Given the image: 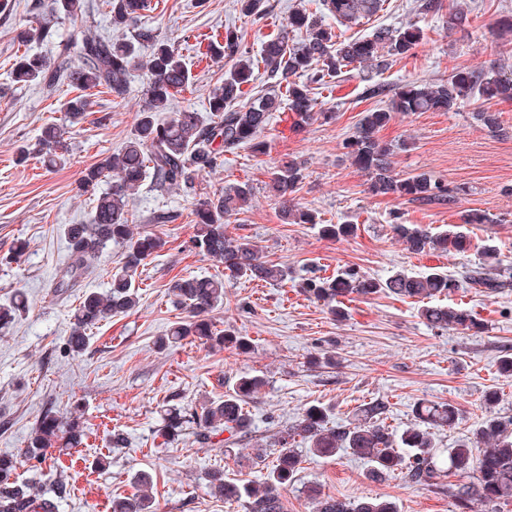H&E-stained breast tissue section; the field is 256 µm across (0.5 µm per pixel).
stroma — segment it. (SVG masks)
Segmentation results:
<instances>
[{
  "label": "stroma",
  "instance_id": "stroma-1",
  "mask_svg": "<svg viewBox=\"0 0 512 512\" xmlns=\"http://www.w3.org/2000/svg\"><path fill=\"white\" fill-rule=\"evenodd\" d=\"M438 14L425 15L418 0H386L384 8L352 26L351 36L371 26L415 25L418 46L395 57L382 73L344 81L315 96V111H330V122L315 121L300 129H283L284 112L274 113L260 134V153L239 149L223 169L200 173L199 193L222 192L225 185L247 180L254 187L252 206L231 216L228 231L258 245L262 255L292 270L288 283L270 285L245 279L224 283V303L210 314L217 330H232L252 342L249 353L183 343L159 349L156 341L182 318L170 301L169 286L179 278L223 273L224 268L191 247L193 200L179 191L143 182L130 197L134 231L154 233L164 248L146 260L135 280L141 299L131 314L114 317L94 329L82 355L64 349L70 315L85 293L104 291L109 275L121 265L120 249L104 251L88 272L57 291L59 276L70 261L67 224L87 223L91 200L77 189L81 172L118 152L130 136L144 103L146 71L133 70L125 99L89 92L88 116L69 127L64 166L48 169L38 160L17 163L22 146L34 143L42 127L63 122V104L74 91L60 85H23L11 78L18 53V33L47 24L50 33L32 52L53 57L59 37L74 29L62 16L33 8L34 0H0V300L24 292L27 308L0 329V455L19 454L44 413L63 416L81 404L88 433L85 445L61 455L59 462L21 466L22 479L54 496L58 482L67 493L58 512H112V500L132 494V477L149 471L158 512H244L235 502L216 500L205 477L214 469L225 476L257 481L276 462L274 425L269 417L292 424L302 410L322 405L331 423L354 419L361 404L379 399L388 406L387 422L403 429L413 420L417 403L450 402L461 412L459 424L436 435L439 447H453L472 433L486 415L512 416V378L499 370L512 356V288L488 297L472 288L452 296V303L478 313L485 329L470 334L436 331L420 316L419 303L376 294L347 303L337 317L321 303L300 293L298 280L310 269L333 274L345 267L386 279L404 272L419 275L439 267L458 274L481 262V251H497L500 268H512V101L497 104L502 133L493 134L473 117L471 106L453 112L395 114L381 129L394 173L427 174L433 181L459 186L449 205H421L404 198L376 196L367 177L345 154L343 143L364 113L382 107L368 94L369 83L395 89L410 82L432 83L454 71L482 70L499 64L512 71V0H476L465 23L453 17L452 0ZM304 11L335 26L320 0H265L260 16H244L239 0H152L137 23L156 29L184 55L193 84L177 95L174 110L205 111L210 91L224 77L223 62L203 61L198 48L203 35L232 26L242 34L252 55H259L270 36L298 41L305 30L289 28L290 14ZM409 149H401L402 140ZM294 159L304 167L295 200L326 224L357 226L353 236L334 240L309 224H284L268 188L280 161ZM481 209L492 221L469 227L467 253L415 254L394 234L392 213L407 224H424L438 232L461 224L468 211ZM165 213L169 222L153 217ZM26 250L14 255L17 241ZM335 352L332 365L313 364L321 351ZM250 372L264 375L265 386L250 400L254 438L236 446L232 455L186 438L168 442L160 435L163 402L195 406L224 397L225 382ZM498 396L487 404L488 393ZM126 433L125 447L108 446V432ZM108 458L97 469V456ZM303 483L319 485L326 494L348 499L382 497L399 512H456L448 498L400 478L373 479L368 466L349 454L333 458L304 455Z\"/></svg>",
  "mask_w": 512,
  "mask_h": 512
}]
</instances>
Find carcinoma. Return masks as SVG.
I'll list each match as a JSON object with an SVG mask.
<instances>
[{"mask_svg":"<svg viewBox=\"0 0 512 512\" xmlns=\"http://www.w3.org/2000/svg\"><path fill=\"white\" fill-rule=\"evenodd\" d=\"M322 2L342 26L369 19L382 7L381 0ZM107 5L111 24L123 29L150 7V0H107ZM35 8L73 20L89 13L84 0H39ZM288 24L306 29L305 39L290 45L286 37H272L264 43L258 61L240 51L241 36L233 29L224 30V42L212 39L207 43L209 57L227 58L232 65L224 72L223 82L210 92L206 114L172 111L175 94L192 85L191 73L173 47L150 28L137 27L130 37L116 41L88 32L80 38L70 34L57 42L52 60L27 50L15 60L13 74L20 83L38 82L48 87L63 83L82 93L101 87L113 98L122 99L130 72L141 65L138 49L150 50L146 62V99L131 137L120 152L107 155L82 171L79 190L94 196L96 205L89 223L70 224L65 229L71 263L59 283L61 289L66 282L81 277L112 245L124 248L123 265L112 274L110 288L104 293H87L74 310L66 338L70 354L79 355L86 350L92 331L101 322L130 313L140 303L134 286L139 267L165 245L159 235L136 233L129 224L130 195L148 178L160 189L193 196L196 223L191 246L224 265V275L220 277H187L171 284L172 302L185 310L187 319L176 322L168 335L159 339V346L164 348L193 337L211 347L241 353L251 349L248 337L231 331L215 332L207 318L209 311L224 303V278L245 277L278 284L288 279L290 267L263 259L253 241L227 232V218L250 205L252 185L238 182L224 187L220 194L200 195L195 189V176L224 168V156L243 147L261 151L258 136L269 124L271 113L279 108L281 97L288 100L296 127L317 119L327 121L332 113L313 111L314 90L327 89L354 70L382 72L390 68L389 56L405 54L420 41V31L412 26H377L364 37L344 38L302 12L289 17ZM48 33L45 26H31L21 30L18 38L27 46L44 40ZM259 65L271 91L252 96L247 105L240 107L244 87L253 81L254 69ZM468 99L478 103L473 116L480 125L493 133L501 131L499 113L493 109V103L512 99V74L493 66L486 72L457 71L435 84L408 83L394 90L387 108L366 113L345 148L352 162L369 177L370 191L377 196L405 198L422 205L453 203L460 191L458 186L433 182L424 175L402 178L394 174L389 160L392 150L380 141L378 133L396 112H450ZM87 109V99L81 94L65 103L67 125H44L36 154L46 166L64 163L67 129L80 123ZM302 169L300 162L288 160L271 172L269 187L280 199L282 223L318 224L327 238L351 235L354 225L323 224L314 212L292 205V194L303 178ZM105 181L109 185L104 189ZM392 229L415 254L464 253L470 247L467 236L451 228L434 233L423 224H405L396 216ZM494 258V251L485 252V261L466 268L459 280L439 267L419 276L397 272L385 280L346 268L331 277L313 274L302 278L300 293L323 303L337 316L344 315L340 303L350 295L387 293L422 302L450 296L464 283L491 296L512 287L511 274L493 273L485 267ZM25 307L22 293L1 303L0 328L13 323ZM420 316L434 329L479 333L484 328L481 318L458 305H424ZM264 385V377L246 374L228 385L222 400L190 409L168 405L162 414L163 432L173 439L188 431L200 444H211L215 442L214 436L226 432L229 437L215 443L227 449L251 434L245 405ZM386 414V403L376 399L360 406L356 422L331 425L328 409L311 405L304 409L300 420L277 431L276 464L260 486L226 479L224 471L216 469L207 474L209 493L243 504L245 512H284L283 492L301 481V441L321 457L348 451L370 466L372 477L397 475L409 485L448 498L459 512H472L475 503L487 507L488 512H503V508L512 506L511 416L490 415L455 447L440 448L434 431L455 425L460 413L454 404L418 403L414 423L400 432L386 425ZM81 418L76 410L65 418L47 413L30 435L21 457H0V512H56V502L40 493L35 485L19 479L17 469L23 462L33 467L42 464L56 449L78 447L84 438ZM134 484L133 495L112 500V512H157L151 493L153 476L140 471L134 476ZM303 492L314 502V512H399L397 504L388 499H340L309 486Z\"/></svg>","mask_w":512,"mask_h":512,"instance_id":"carcinoma-1","label":"carcinoma"}]
</instances>
